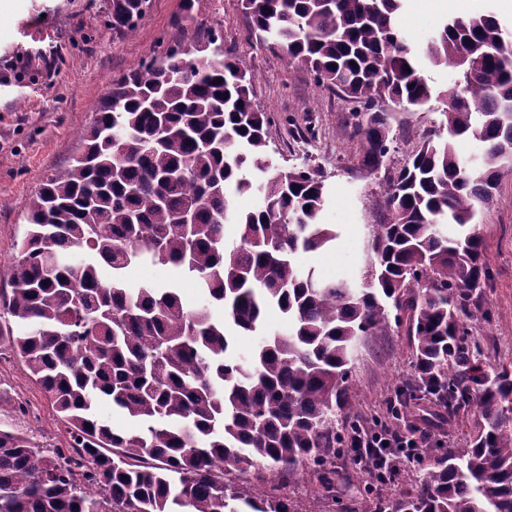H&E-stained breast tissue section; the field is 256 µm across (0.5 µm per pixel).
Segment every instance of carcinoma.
I'll list each match as a JSON object with an SVG mask.
<instances>
[{"instance_id":"cac0c4a2","label":"carcinoma","mask_w":512,"mask_h":512,"mask_svg":"<svg viewBox=\"0 0 512 512\" xmlns=\"http://www.w3.org/2000/svg\"><path fill=\"white\" fill-rule=\"evenodd\" d=\"M403 2L241 0L287 64L359 104L353 134L373 170L394 143L375 103L426 104L423 57L458 71L447 137L422 143L390 185L359 282L327 284L302 264L339 237L321 221L328 192L317 171L270 162L245 62L177 45L112 82L80 153L30 202L0 291V346L49 395L70 447L0 428V512H299L286 494L253 495L247 477L263 467L284 487L314 467L330 483L357 342L402 325L417 370L408 397L446 409L450 430L462 407L474 420L466 447L422 449L433 462L401 498L376 491L377 512H512V373L483 368L467 326L490 316L475 216L512 162V32L491 10L453 18L422 55L397 29ZM145 3L112 0V29L134 31ZM251 192L262 205L236 210ZM142 261L195 278L207 304L189 311L172 284L127 283ZM268 307L288 330H264ZM240 336L260 337L248 360ZM102 397L135 426L98 419Z\"/></svg>"}]
</instances>
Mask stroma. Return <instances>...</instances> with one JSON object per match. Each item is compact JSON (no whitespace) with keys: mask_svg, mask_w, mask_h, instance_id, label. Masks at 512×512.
<instances>
[{"mask_svg":"<svg viewBox=\"0 0 512 512\" xmlns=\"http://www.w3.org/2000/svg\"><path fill=\"white\" fill-rule=\"evenodd\" d=\"M193 3L188 20L180 0H148L130 33L112 30V0H13L9 15L0 19V289L10 285L32 197L79 151V135L112 81L187 38L206 42L214 28L222 33L225 54L248 65L252 101L270 120L273 162L286 170L317 168L329 190L324 220L339 225L341 236L333 248L302 255V262L325 280L361 277L367 228L388 218L383 198L389 183L422 142L443 132V94L457 78L455 69L424 65L435 90L427 104H385L394 116L396 141L373 171L361 162L352 106L341 93L319 84L306 65H285L281 51L253 31L240 0ZM488 10L512 26V0H406L399 27L422 50L443 19ZM476 223L490 271L484 299L491 319L471 329L483 346L486 369L498 371L512 366V165L504 168L493 199L479 206ZM415 376L414 352L403 329L362 339L347 383L356 419L386 417L388 401L399 399ZM0 427L25 434L43 449L68 445L47 394L5 347L0 348ZM333 469L330 483L308 470L289 486L301 512H373L376 500L365 492L372 478L351 454L337 455Z\"/></svg>","mask_w":512,"mask_h":512,"instance_id":"stroma-1","label":"stroma"}]
</instances>
